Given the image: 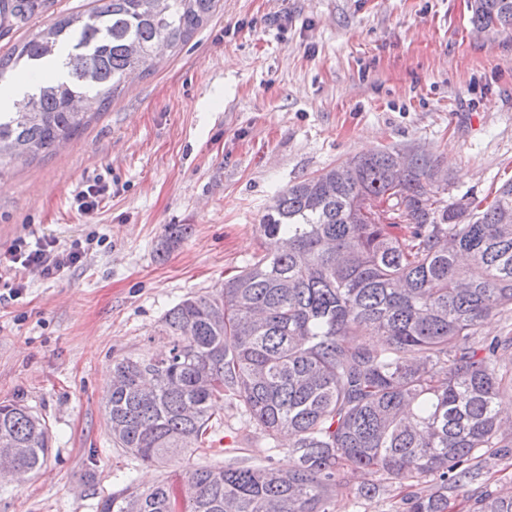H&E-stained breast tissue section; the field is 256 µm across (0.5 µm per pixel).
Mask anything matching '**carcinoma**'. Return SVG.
I'll return each instance as SVG.
<instances>
[{
  "mask_svg": "<svg viewBox=\"0 0 512 512\" xmlns=\"http://www.w3.org/2000/svg\"><path fill=\"white\" fill-rule=\"evenodd\" d=\"M217 0H92L61 15L0 58L53 65L22 112L0 111V178L55 151L87 123L76 105L110 104L126 77L148 72L161 49L178 50ZM35 0H0L19 24ZM471 22L512 29V0H473ZM348 158L282 190L257 227L263 253L215 294L170 308L156 356L113 360L103 399L116 447L147 463L209 440L212 402H237L270 439L288 432L294 465L194 466L175 485L130 483L99 512H329L337 489L361 476L357 495L432 481L406 512H448V490L482 479L474 460L512 459V329L491 341L480 327L512 313V180L490 199L437 197L448 173L413 154ZM171 224L162 246L188 233ZM383 336L377 350L368 337ZM10 467L36 473L50 450L44 418L0 402V442ZM473 512H512V495L489 494Z\"/></svg>",
  "mask_w": 512,
  "mask_h": 512,
  "instance_id": "cac0c4a2",
  "label": "carcinoma"
}]
</instances>
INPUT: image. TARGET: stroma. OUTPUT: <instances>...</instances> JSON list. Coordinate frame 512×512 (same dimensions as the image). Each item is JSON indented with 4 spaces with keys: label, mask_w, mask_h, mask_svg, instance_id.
Segmentation results:
<instances>
[{
    "label": "stroma",
    "mask_w": 512,
    "mask_h": 512,
    "mask_svg": "<svg viewBox=\"0 0 512 512\" xmlns=\"http://www.w3.org/2000/svg\"><path fill=\"white\" fill-rule=\"evenodd\" d=\"M87 0H47L0 31V56ZM469 0H220L186 45L132 75L90 114L66 150L0 178V253L17 238L87 241L53 278L0 281V401L41 414L52 449L38 474L0 479V512H95L127 479L148 487L235 457L287 467L238 404L216 402L215 445L164 466L115 447L102 398L112 361L167 350L155 332L189 295L216 293L261 251L256 233L282 189L383 149H416L452 183L490 195L512 178V31L470 22ZM104 192L93 214L76 200ZM170 224L190 233L170 250ZM488 483L450 492L453 512L491 490L512 493V460H482ZM373 499L354 486L330 512H405L394 480Z\"/></svg>",
    "instance_id": "1"
}]
</instances>
